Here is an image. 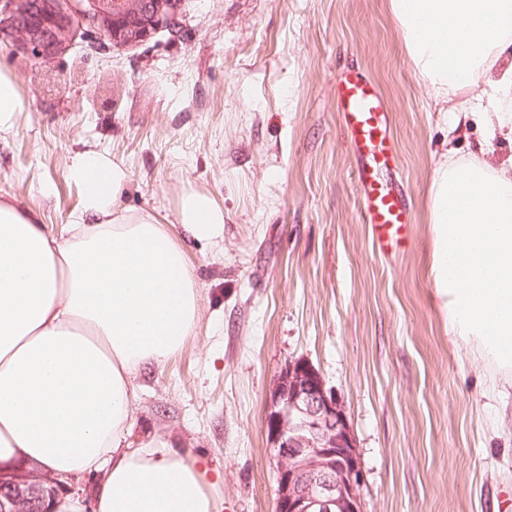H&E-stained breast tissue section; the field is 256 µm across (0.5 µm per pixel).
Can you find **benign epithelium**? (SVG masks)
I'll list each match as a JSON object with an SVG mask.
<instances>
[{"instance_id": "7a95c632", "label": "benign epithelium", "mask_w": 512, "mask_h": 512, "mask_svg": "<svg viewBox=\"0 0 512 512\" xmlns=\"http://www.w3.org/2000/svg\"><path fill=\"white\" fill-rule=\"evenodd\" d=\"M73 0H0V35L47 61L65 51L74 32ZM88 25L114 47H136L163 22L177 32L178 0H85ZM276 461L275 512H363L361 470L343 405L308 363L289 362L273 380L265 415ZM45 476L20 467L0 478V512H49Z\"/></svg>"}]
</instances>
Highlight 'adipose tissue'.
<instances>
[{"label":"adipose tissue","instance_id":"obj_1","mask_svg":"<svg viewBox=\"0 0 512 512\" xmlns=\"http://www.w3.org/2000/svg\"><path fill=\"white\" fill-rule=\"evenodd\" d=\"M407 55L451 115L449 136L481 123L466 160L448 147L431 184V273L448 332L495 373L512 374V0H388ZM84 189L52 234L0 199V463L65 480L104 475L95 512H220L207 469L157 437L131 447L133 380L193 330L200 293L185 251L152 212L118 208L128 179L107 155L76 157ZM177 222L219 243L224 211L182 194Z\"/></svg>","mask_w":512,"mask_h":512}]
</instances>
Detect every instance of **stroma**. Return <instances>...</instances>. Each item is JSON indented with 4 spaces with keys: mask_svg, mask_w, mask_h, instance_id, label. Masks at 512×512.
Listing matches in <instances>:
<instances>
[{
    "mask_svg": "<svg viewBox=\"0 0 512 512\" xmlns=\"http://www.w3.org/2000/svg\"><path fill=\"white\" fill-rule=\"evenodd\" d=\"M180 29L98 49L87 23L44 63L0 39L23 102L0 134V195L48 230L71 222L88 151L129 179L119 207L173 239L185 189L224 210V240L185 243L200 290L183 347L135 380L129 440L161 435L218 468L222 512H275L272 380L312 365L345 408L364 512H512V377L448 334L430 275V186L448 140L388 0H181ZM361 67L392 115L412 234L373 248L335 79Z\"/></svg>",
    "mask_w": 512,
    "mask_h": 512,
    "instance_id": "obj_1",
    "label": "stroma"
}]
</instances>
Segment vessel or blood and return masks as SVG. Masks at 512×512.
<instances>
[{
  "label": "vessel or blood",
  "mask_w": 512,
  "mask_h": 512,
  "mask_svg": "<svg viewBox=\"0 0 512 512\" xmlns=\"http://www.w3.org/2000/svg\"><path fill=\"white\" fill-rule=\"evenodd\" d=\"M336 95L356 158L363 218L371 227L372 244L380 253H398L410 238L412 220L397 185L380 176L392 161L388 104L359 70L337 78Z\"/></svg>",
  "instance_id": "1"
}]
</instances>
